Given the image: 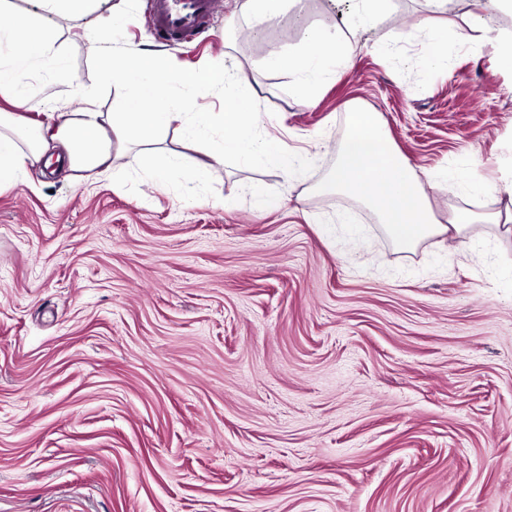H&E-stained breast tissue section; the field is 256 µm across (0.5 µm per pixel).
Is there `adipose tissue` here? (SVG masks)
Segmentation results:
<instances>
[{"label":"adipose tissue","mask_w":512,"mask_h":512,"mask_svg":"<svg viewBox=\"0 0 512 512\" xmlns=\"http://www.w3.org/2000/svg\"><path fill=\"white\" fill-rule=\"evenodd\" d=\"M37 3V13L16 16L10 29L0 31V88L13 90L17 106L16 111L0 112V187L23 183L29 171L45 161L90 177L111 170V133L118 128L136 131L138 145L159 157L154 174L163 181L176 171L186 181H204L228 155L248 166H276L288 176L298 177L300 165L295 157L282 152L277 127L265 122L261 113L245 110L238 87L223 70L202 67L174 73L167 69L161 52L150 47L142 48L128 66L107 56L102 59L105 77L124 92L123 111L89 108L51 113L45 122L36 125L25 123L21 110L31 104L25 92L30 74L37 69L50 74L64 65L44 23L46 15L82 18L88 15L92 0ZM339 41L337 31L317 27L310 31L302 50H270L264 63L312 86L329 74L326 48ZM173 84L181 87V94H170ZM217 88L224 91V136L214 144L208 137V116L196 111L195 106L208 91ZM175 124L186 139L202 147V157L194 164L183 165L177 154L157 144L158 135ZM326 187L366 204L393 242L403 249L415 248L430 237L464 236L473 224L501 221L496 213L455 212L447 221H440L424 183L389 145L381 114L360 105L351 106L346 114V132Z\"/></svg>","instance_id":"obj_1"}]
</instances>
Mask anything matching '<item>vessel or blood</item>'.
<instances>
[{
  "mask_svg": "<svg viewBox=\"0 0 512 512\" xmlns=\"http://www.w3.org/2000/svg\"><path fill=\"white\" fill-rule=\"evenodd\" d=\"M213 9L214 0H152L150 32L173 43L208 40Z\"/></svg>",
  "mask_w": 512,
  "mask_h": 512,
  "instance_id": "obj_1",
  "label": "vessel or blood"
}]
</instances>
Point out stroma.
<instances>
[{
    "label": "stroma",
    "instance_id": "obj_1",
    "mask_svg": "<svg viewBox=\"0 0 512 512\" xmlns=\"http://www.w3.org/2000/svg\"><path fill=\"white\" fill-rule=\"evenodd\" d=\"M215 0L213 37L163 44L173 72L226 71L306 162L228 156L200 188L132 153L80 179L32 169L0 190V512H512V236L398 249L356 198L322 191L350 103L380 112L431 205L512 213L500 10L299 0L260 23ZM150 0L52 18L49 112L123 109L92 45L127 65ZM446 30L427 60L424 17ZM329 26L347 61L314 88L266 68Z\"/></svg>",
    "mask_w": 512,
    "mask_h": 512
}]
</instances>
